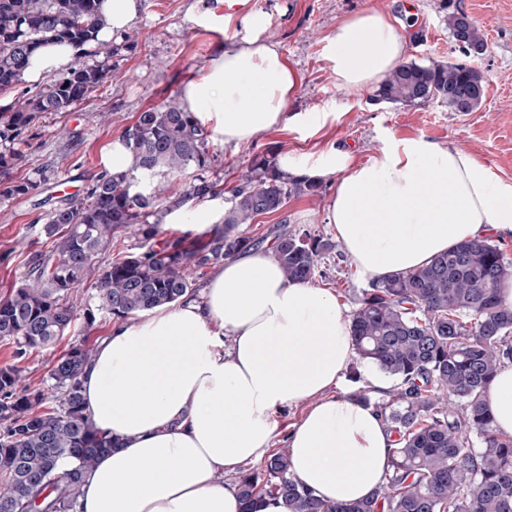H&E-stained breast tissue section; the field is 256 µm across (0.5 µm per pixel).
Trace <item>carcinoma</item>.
<instances>
[{"instance_id": "1", "label": "carcinoma", "mask_w": 512, "mask_h": 512, "mask_svg": "<svg viewBox=\"0 0 512 512\" xmlns=\"http://www.w3.org/2000/svg\"><path fill=\"white\" fill-rule=\"evenodd\" d=\"M100 0H0V173L18 159L22 131L47 112H64L100 87L112 58L128 48L99 39ZM459 50L472 59L486 39L467 14L446 16ZM68 43L77 61L34 94L16 87L30 59L47 42ZM96 57L91 63L83 56ZM485 94L482 71L471 63L400 64L372 99L407 107L435 101L452 112H471ZM134 166L105 173L88 191L65 200L42 226L52 253L0 300V339L14 345V363L0 367V512H76L83 471L112 437L97 430L80 392V376L93 347L78 341L56 358L50 390L24 383L19 363L29 351L53 345L82 320H120L175 304L197 291L192 275L259 246L243 226L280 211L292 197L316 196L322 184L284 171L275 157L253 156L238 183L224 189L207 175L208 132L194 113L165 100L139 113L123 133ZM191 181L173 192L188 173ZM48 180L44 171L5 182L3 193L24 196ZM229 193L223 224L189 240L164 235L166 215ZM134 233L138 250L106 266L100 252ZM333 244L307 229L276 235L275 255L292 280L315 279ZM512 280V258L488 238L459 243L428 264L361 289L350 333L360 359L396 379L390 399L374 405L396 438L390 472L374 495L349 505L323 502L290 471L287 449L272 451L261 468L241 473L244 512L270 503L285 512H512V439L497 435L483 403L499 366L512 363V309L500 290ZM91 285L94 304L76 314L73 292Z\"/></svg>"}]
</instances>
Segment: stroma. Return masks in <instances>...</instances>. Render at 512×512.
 Masks as SVG:
<instances>
[{
	"label": "stroma",
	"instance_id": "1",
	"mask_svg": "<svg viewBox=\"0 0 512 512\" xmlns=\"http://www.w3.org/2000/svg\"><path fill=\"white\" fill-rule=\"evenodd\" d=\"M445 0H248V9L266 18L263 40L274 44L298 84L288 105L300 126H280L239 146L209 144L211 177L224 184L247 169L255 153L287 156L292 167L311 164L331 146L350 145L359 160L375 154L389 137H424L474 154L502 178L512 180V0H452L487 38L477 65L486 78L480 106L461 114L432 102L409 108L373 101L370 90L337 84L325 58L326 40L345 19L380 11L409 25L407 57L422 63L463 62L445 23ZM214 0H141L138 17L127 28L129 49L112 60L103 86L68 112L43 115L23 134L21 156L10 179L51 173L50 183L29 196L0 195V298L28 274L31 259L48 253L52 242L41 232L62 199L82 195L104 173L102 152L122 137L139 112L182 95L198 79L225 38L215 21L190 20ZM334 191L324 182L320 195L289 199L279 212L248 226L250 236L271 243L279 229H307L335 239L325 221ZM317 286L335 290L338 302L353 311L367 280L349 261L327 257Z\"/></svg>",
	"mask_w": 512,
	"mask_h": 512
}]
</instances>
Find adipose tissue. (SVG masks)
I'll return each instance as SVG.
<instances>
[{
	"label": "adipose tissue",
	"mask_w": 512,
	"mask_h": 512,
	"mask_svg": "<svg viewBox=\"0 0 512 512\" xmlns=\"http://www.w3.org/2000/svg\"><path fill=\"white\" fill-rule=\"evenodd\" d=\"M227 38L184 107L225 144L287 124L296 80L260 41L261 16L227 12ZM407 39L378 12L342 22L326 58L339 85L363 88L399 64ZM335 182L326 207L341 249L365 278L417 268L460 242L512 234V180L473 154L393 138L366 161L330 149L304 171ZM356 356L349 317L329 289L289 280L274 248L226 259L202 299L113 323L81 376L86 411L114 446L87 469L77 512H242L228 474L264 460L276 415L305 411L286 437L290 470L330 504L368 498L386 478L391 434L373 406L339 391ZM484 402L512 438V364Z\"/></svg>",
	"instance_id": "1"
}]
</instances>
